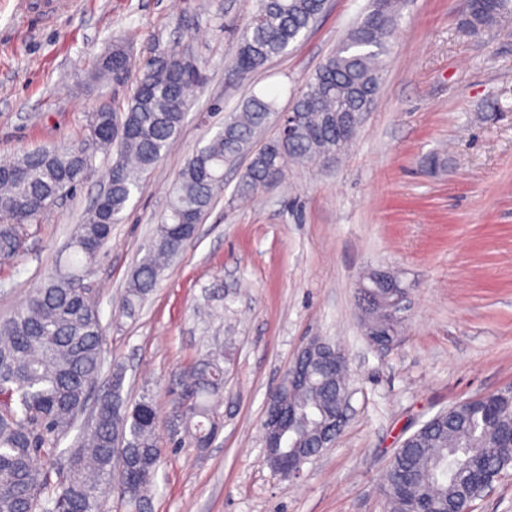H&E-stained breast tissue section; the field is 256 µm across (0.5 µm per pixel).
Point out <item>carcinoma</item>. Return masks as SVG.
<instances>
[{
    "instance_id": "carcinoma-1",
    "label": "carcinoma",
    "mask_w": 512,
    "mask_h": 512,
    "mask_svg": "<svg viewBox=\"0 0 512 512\" xmlns=\"http://www.w3.org/2000/svg\"><path fill=\"white\" fill-rule=\"evenodd\" d=\"M370 2L297 97L293 135L251 150L273 110V101L252 95L191 156L179 173L167 221L157 225L129 276L119 306L123 315H135L163 269L194 238L228 161L250 154L238 185L239 195L249 197L278 187L286 160L328 163L349 147L359 125L351 114L367 112L378 93L382 55L399 16L400 0ZM325 3L257 0L247 21L230 28L235 72L248 75L287 53ZM510 16L512 0H482L466 5L465 24L479 33ZM133 65L127 47L116 43L92 78L110 75L119 81ZM203 78L201 62L188 63L185 52L173 48L140 68L126 107L104 105L89 115L88 141L112 154L106 173L111 191L77 225L64 263L9 318L0 319V512H97L100 499L114 493L133 512L148 509L162 456L152 399L129 404L122 396L125 372L116 365L95 409L80 421L103 363L104 328L88 279L144 174L179 137ZM93 170L94 153L83 146L35 149L0 163V256L19 257L24 226L35 223L62 193H73ZM390 300L376 289L361 310L362 322L398 337L403 319L388 317ZM232 356L227 343L183 381L191 401L179 421L178 443L203 450L218 435L223 364ZM345 384L344 371L321 364L311 369L303 387L288 392V401L302 409L290 428L293 452L307 460L314 456L317 427ZM75 430L66 465L55 466L57 449ZM511 446L512 397L505 391L439 412L393 454L380 483L387 512H448L460 503L473 505L482 496L473 493L474 475L481 473L493 484L512 464L498 450Z\"/></svg>"
}]
</instances>
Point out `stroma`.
<instances>
[{
  "label": "stroma",
  "instance_id": "obj_1",
  "mask_svg": "<svg viewBox=\"0 0 512 512\" xmlns=\"http://www.w3.org/2000/svg\"><path fill=\"white\" fill-rule=\"evenodd\" d=\"M369 0H327L288 54L238 79L225 19L255 0H56L32 14L0 0V160L38 147L86 142V116L121 108L137 74L120 83L88 74L113 43L135 60L177 43L205 64L176 143L143 179L90 284L105 327L104 370L126 369L129 401L150 395L163 450L150 512H385L379 486L400 443L453 404L512 386V21L478 34L463 0H403L379 93L347 155L289 166L274 191L248 201L224 186L179 259L160 274L134 317L114 318L128 276L168 213L179 171L250 95L274 102L258 135L279 133L307 79ZM111 159L25 230L20 258L0 260V316L68 255ZM410 284L405 328L388 350L360 325L358 280L371 269ZM225 367L210 448L171 445L168 421L183 374L225 336ZM343 349L349 421L299 478L263 461L267 398L310 337Z\"/></svg>",
  "mask_w": 512,
  "mask_h": 512
}]
</instances>
